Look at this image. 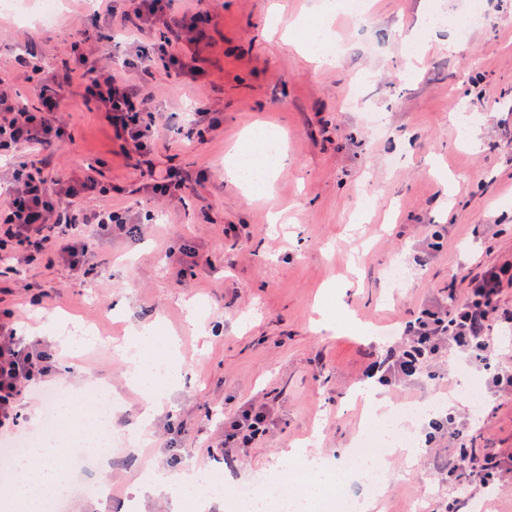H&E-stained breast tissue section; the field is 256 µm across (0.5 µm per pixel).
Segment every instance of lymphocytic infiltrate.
<instances>
[{"label": "lymphocytic infiltrate", "instance_id": "f902f5d3", "mask_svg": "<svg viewBox=\"0 0 512 512\" xmlns=\"http://www.w3.org/2000/svg\"><path fill=\"white\" fill-rule=\"evenodd\" d=\"M174 6L175 0H131L128 9L119 12L113 0H97L92 17L118 20L121 32L135 39V64L144 76H151L153 68L160 65L166 72L204 85L209 72L201 58L188 54L187 48L205 38L213 17L203 7L178 16ZM158 28L164 29V36L147 40V33ZM89 40L87 32L79 33L74 62L64 74L47 73L41 65H33V72L40 76L36 90L41 107L19 106L0 88V158L18 160L7 196L0 201V258L8 260L7 265H0V278L17 274L19 266L42 262L61 261L75 272L96 267L98 233L120 221L108 207L86 213L79 221L71 218V203L99 187L92 174L52 183L43 174L42 166L48 163L53 148L65 139L56 114L63 107L67 88L79 89L86 101L104 112L116 138L133 146L139 156L151 154L168 126L162 114L146 111V86L123 80L118 69L99 67L93 52L86 49ZM511 281L512 266H485L469 277L464 296L449 307L421 310L386 356L367 367L366 377L397 388L418 380L448 355L482 364L484 396L511 397L512 367L500 364L495 316L503 285ZM50 370L47 354L35 351L18 336L13 309L0 306V433L19 431L25 395L36 393V380ZM488 419L485 413L441 411L425 429L426 443L440 438L457 442L448 460L449 476L470 475L484 488L512 471V453L489 452L480 469L470 465L466 439L485 427ZM273 426L266 405L241 406L225 418L221 446L247 450Z\"/></svg>", "mask_w": 512, "mask_h": 512}]
</instances>
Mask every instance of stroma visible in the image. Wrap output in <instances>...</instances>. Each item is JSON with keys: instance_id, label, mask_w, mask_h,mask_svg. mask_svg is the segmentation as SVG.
<instances>
[{"instance_id": "1", "label": "stroma", "mask_w": 512, "mask_h": 512, "mask_svg": "<svg viewBox=\"0 0 512 512\" xmlns=\"http://www.w3.org/2000/svg\"><path fill=\"white\" fill-rule=\"evenodd\" d=\"M366 3L356 14L349 0L329 9L324 0H205L214 21L198 49L209 83L195 88L156 70L146 108L202 107L223 125L189 141L167 133L138 166L103 112L77 89L66 92L57 118L67 139L46 177L95 168L117 192L81 199L73 214L109 205L129 211L141 231L99 246L105 277H82L60 262L25 266L0 299L30 341L90 371L86 379L56 371L50 388L79 392L96 380L124 401L116 428L140 442L114 450L107 499L79 490L92 482L95 461L72 471L64 512H130L129 490L148 472L177 484L188 468L221 481L207 512H235L236 485L287 471L282 451L290 445L340 461L372 422L354 393L384 355L385 337L422 308L448 306L450 293L466 288L462 274L512 264V0H488L487 19L452 52L447 26L427 20L464 0ZM41 9L40 0H15L0 10V83L31 108L40 101L30 62L64 71L76 29L98 39L100 65L128 55L125 39L94 26L85 0H59L47 24ZM296 19L322 27L338 66L314 68L283 39ZM455 114L464 125L452 122ZM262 124L282 132L289 163L259 196L226 181L224 156ZM172 166L189 174L187 188L148 198L145 184ZM203 170L208 179L197 182ZM274 211L286 218L275 228ZM434 226L444 240L429 254ZM184 245L212 254V264L180 274L172 252ZM393 266L403 271L396 284L384 276ZM136 323L175 337L182 360L148 425L139 419L142 392L126 382L130 362L114 350ZM374 329L383 341L366 339ZM247 402L267 403L278 425L242 460L219 443L225 414ZM424 424L404 423L414 452L391 459L387 512H408L418 493L440 508L472 512L485 500L491 512H512V473L485 490L448 478L443 466L455 446L425 447ZM470 444L479 458L489 448L512 452V400L496 406Z\"/></svg>"}]
</instances>
